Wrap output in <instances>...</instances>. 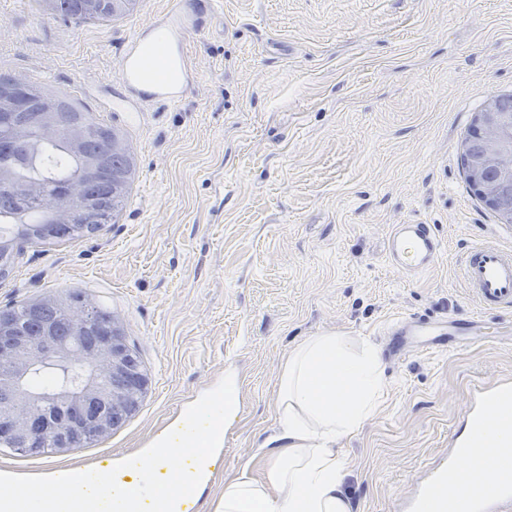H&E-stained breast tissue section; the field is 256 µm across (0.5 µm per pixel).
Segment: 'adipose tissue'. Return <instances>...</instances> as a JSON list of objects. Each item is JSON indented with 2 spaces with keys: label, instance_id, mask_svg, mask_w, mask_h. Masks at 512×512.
I'll use <instances>...</instances> for the list:
<instances>
[{
  "label": "adipose tissue",
  "instance_id": "ef3b65f1",
  "mask_svg": "<svg viewBox=\"0 0 512 512\" xmlns=\"http://www.w3.org/2000/svg\"><path fill=\"white\" fill-rule=\"evenodd\" d=\"M382 387L374 349L353 350L339 333L298 346L279 379L277 431L264 445L270 464L262 478L226 484L218 512H352L336 445L369 417Z\"/></svg>",
  "mask_w": 512,
  "mask_h": 512
}]
</instances>
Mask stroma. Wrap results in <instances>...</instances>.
<instances>
[{
	"label": "stroma",
	"instance_id": "obj_1",
	"mask_svg": "<svg viewBox=\"0 0 512 512\" xmlns=\"http://www.w3.org/2000/svg\"><path fill=\"white\" fill-rule=\"evenodd\" d=\"M173 2L66 23L39 0H0V74L70 95L126 136L137 166L105 231L15 240L0 308L84 293L112 311L150 378L110 438L41 457L5 449L0 472L134 455L229 373L240 415L199 510L216 512L225 482L268 464L260 446L297 344L342 332L379 350L402 314L476 313L457 256L468 242L512 245V230L468 181L463 144L485 101L512 95V0H217L188 45L192 94L118 111L120 50ZM404 223L435 225L443 244L414 278L385 261ZM382 370L381 404L339 443L353 512H400L469 391L512 373V343L414 353Z\"/></svg>",
	"mask_w": 512,
	"mask_h": 512
}]
</instances>
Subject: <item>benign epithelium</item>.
I'll return each mask as SVG.
<instances>
[{
	"label": "benign epithelium",
	"instance_id": "benign-epithelium-1",
	"mask_svg": "<svg viewBox=\"0 0 512 512\" xmlns=\"http://www.w3.org/2000/svg\"><path fill=\"white\" fill-rule=\"evenodd\" d=\"M512 137V109L499 105L492 95L478 113L466 143V169L481 199L512 223V153L504 155L501 145ZM106 164L103 157L93 159L81 178L66 183L45 206L55 218V226L69 223L74 211L92 213L95 204L84 193V181ZM70 356L73 351L55 346L49 335L28 336L17 329L0 325V364L10 365L17 378L25 379L38 362L48 356ZM91 373L78 388L64 394L67 409L49 417L25 407L13 410L14 391L0 390V429H8L16 441L32 445L43 432H49L62 446L101 431L107 424L117 426L129 416L149 381L138 360L129 351L123 334L114 326L103 327L96 347L86 354ZM112 375V395L97 385L99 375Z\"/></svg>",
	"mask_w": 512,
	"mask_h": 512
}]
</instances>
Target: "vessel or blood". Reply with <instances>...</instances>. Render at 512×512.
<instances>
[{"label": "vessel or blood", "instance_id": "vessel-or-blood-1", "mask_svg": "<svg viewBox=\"0 0 512 512\" xmlns=\"http://www.w3.org/2000/svg\"><path fill=\"white\" fill-rule=\"evenodd\" d=\"M200 16L179 8L127 42L117 58L126 100L172 104L189 88L184 71ZM442 242L434 225L397 224L387 237L386 261L418 276L436 265ZM460 278L480 315L423 318L414 314L387 324L384 352L394 361L418 352L451 351L481 343L486 316L512 329V247L494 241L469 245L458 261ZM405 512H512V377L476 386L448 448L404 501Z\"/></svg>", "mask_w": 512, "mask_h": 512}]
</instances>
